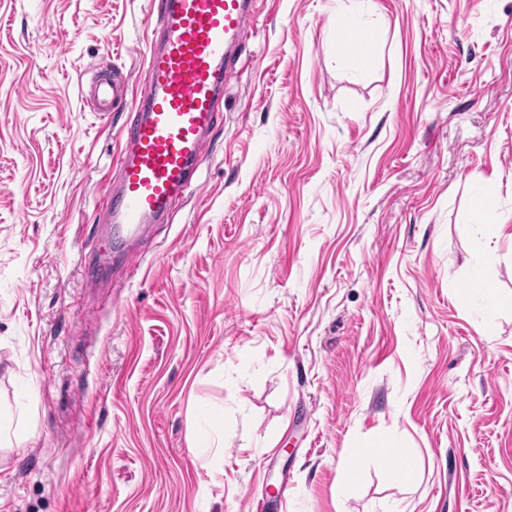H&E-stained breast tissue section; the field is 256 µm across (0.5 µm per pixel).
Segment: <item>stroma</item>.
Masks as SVG:
<instances>
[{
    "label": "stroma",
    "mask_w": 512,
    "mask_h": 512,
    "mask_svg": "<svg viewBox=\"0 0 512 512\" xmlns=\"http://www.w3.org/2000/svg\"><path fill=\"white\" fill-rule=\"evenodd\" d=\"M157 7L0 0V512H512V308L471 285L512 295V0H259L196 184L118 251L139 91L77 79Z\"/></svg>",
    "instance_id": "1"
}]
</instances>
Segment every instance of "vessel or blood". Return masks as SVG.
Instances as JSON below:
<instances>
[{
	"mask_svg": "<svg viewBox=\"0 0 512 512\" xmlns=\"http://www.w3.org/2000/svg\"><path fill=\"white\" fill-rule=\"evenodd\" d=\"M255 2L160 0L159 38L150 43L142 68L81 86L82 99L93 100L101 114L124 101L133 82L144 86L112 195L110 222L119 246L134 241L143 225L168 217L195 180Z\"/></svg>",
	"mask_w": 512,
	"mask_h": 512,
	"instance_id": "vessel-or-blood-1",
	"label": "vessel or blood"
}]
</instances>
